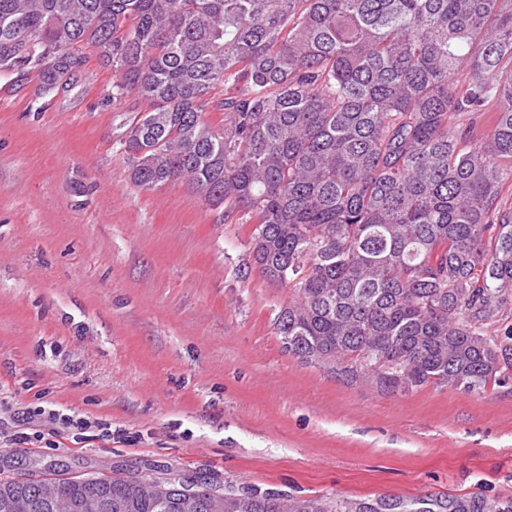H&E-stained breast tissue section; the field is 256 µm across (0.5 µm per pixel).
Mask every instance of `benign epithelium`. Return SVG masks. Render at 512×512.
<instances>
[{"label": "benign epithelium", "instance_id": "obj_1", "mask_svg": "<svg viewBox=\"0 0 512 512\" xmlns=\"http://www.w3.org/2000/svg\"><path fill=\"white\" fill-rule=\"evenodd\" d=\"M46 483L43 475L11 479L0 483V512H129L123 503H112V497L91 495L83 499L59 496L46 500L38 489ZM205 492L191 489L184 492L180 512H201Z\"/></svg>", "mask_w": 512, "mask_h": 512}]
</instances>
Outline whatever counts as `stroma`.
<instances>
[{
    "label": "stroma",
    "instance_id": "stroma-1",
    "mask_svg": "<svg viewBox=\"0 0 512 512\" xmlns=\"http://www.w3.org/2000/svg\"><path fill=\"white\" fill-rule=\"evenodd\" d=\"M114 81L92 53L50 95L0 74V479L511 504L512 369L391 393L289 355L275 320L298 296L253 266L255 217L137 187L120 139L144 104ZM39 406L91 427L48 442Z\"/></svg>",
    "mask_w": 512,
    "mask_h": 512
}]
</instances>
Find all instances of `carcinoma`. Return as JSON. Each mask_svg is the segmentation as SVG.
I'll list each match as a JSON object with an SVG mask.
<instances>
[{"mask_svg":"<svg viewBox=\"0 0 512 512\" xmlns=\"http://www.w3.org/2000/svg\"><path fill=\"white\" fill-rule=\"evenodd\" d=\"M87 47L146 103L122 140L138 187L254 213L253 264L298 290L288 354L392 392L512 369V0H0V74L64 90ZM151 486L138 512H176ZM368 510L224 489V512Z\"/></svg>","mask_w":512,"mask_h":512,"instance_id":"obj_1","label":"carcinoma"}]
</instances>
